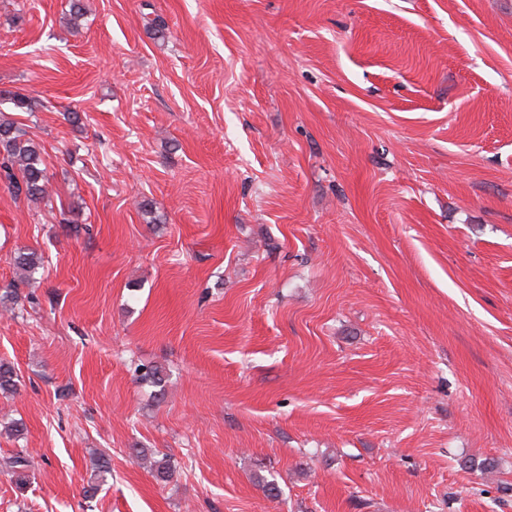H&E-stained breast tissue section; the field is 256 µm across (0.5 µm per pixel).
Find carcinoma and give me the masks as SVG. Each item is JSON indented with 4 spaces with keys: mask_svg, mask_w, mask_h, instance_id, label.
Returning a JSON list of instances; mask_svg holds the SVG:
<instances>
[{
    "mask_svg": "<svg viewBox=\"0 0 512 512\" xmlns=\"http://www.w3.org/2000/svg\"><path fill=\"white\" fill-rule=\"evenodd\" d=\"M0 171L3 172L7 188L15 197H24L31 202L40 200L46 193L48 178L42 159V148L34 139L6 113L0 111ZM16 268L31 276L42 264V258L34 251H21L13 259ZM17 374L9 365L0 364V394L10 395L17 390ZM140 379L153 387L164 390L165 375L154 366L141 368ZM137 457L149 462L153 477L166 482L175 473L172 457L163 455L157 459L146 453V449H136ZM30 461L23 451H18L3 459V468L18 480L27 477Z\"/></svg>",
    "mask_w": 512,
    "mask_h": 512,
    "instance_id": "cac0c4a2",
    "label": "carcinoma"
}]
</instances>
